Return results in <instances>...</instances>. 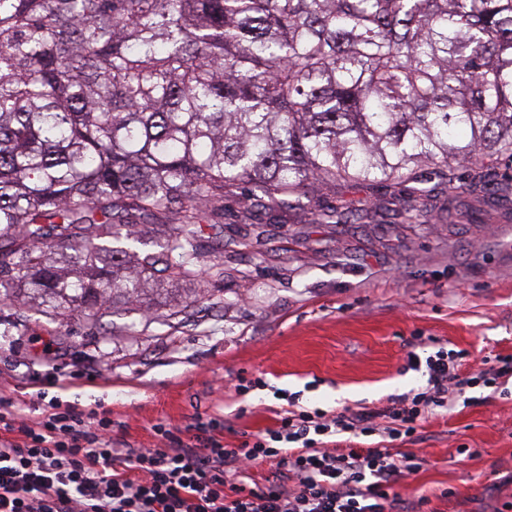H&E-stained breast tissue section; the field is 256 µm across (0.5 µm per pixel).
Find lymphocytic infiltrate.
Wrapping results in <instances>:
<instances>
[{
    "label": "lymphocytic infiltrate",
    "instance_id": "lymphocytic-infiltrate-1",
    "mask_svg": "<svg viewBox=\"0 0 512 512\" xmlns=\"http://www.w3.org/2000/svg\"><path fill=\"white\" fill-rule=\"evenodd\" d=\"M457 357L437 350L409 353L423 371L424 388L389 398L380 409L331 414L288 409L275 427L249 435L238 447L224 443L217 416L197 418L188 440L142 448L112 437L106 414L83 413L49 401L39 421L16 410L0 412V512H425L426 497H402L394 486L416 473L421 460L397 455L429 414L451 409L456 395L479 404L473 389L512 380V356H495L487 370L456 378ZM346 434L370 441L364 448H334ZM270 465L263 485L250 486L252 468Z\"/></svg>",
    "mask_w": 512,
    "mask_h": 512
}]
</instances>
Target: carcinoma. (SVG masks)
<instances>
[{
	"label": "carcinoma",
	"instance_id": "obj_1",
	"mask_svg": "<svg viewBox=\"0 0 512 512\" xmlns=\"http://www.w3.org/2000/svg\"><path fill=\"white\" fill-rule=\"evenodd\" d=\"M512 169V0H0V306L98 330L253 224ZM151 227L148 249L135 228Z\"/></svg>",
	"mask_w": 512,
	"mask_h": 512
}]
</instances>
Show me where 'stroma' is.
<instances>
[{
    "instance_id": "stroma-1",
    "label": "stroma",
    "mask_w": 512,
    "mask_h": 512,
    "mask_svg": "<svg viewBox=\"0 0 512 512\" xmlns=\"http://www.w3.org/2000/svg\"><path fill=\"white\" fill-rule=\"evenodd\" d=\"M338 195L363 200L368 219L316 224L296 211L281 224H225L236 243L217 258L222 288L181 324L162 314L183 302L182 289L140 308L106 307L94 336L75 321L71 335H59L19 302L0 309V397L32 420L55 397L106 411L114 438L147 447L155 425L182 437L195 415L219 414L234 448L275 426L288 407L281 389L332 413L380 407L424 386L406 367L415 338L423 357L439 346L466 351L463 377L485 357L512 355V198L453 223L440 186L420 223L406 224L381 188ZM47 343L57 350L50 366ZM420 435L399 446L424 464L397 492L427 496L431 512H502L512 502V397L456 402L428 417Z\"/></svg>"
}]
</instances>
